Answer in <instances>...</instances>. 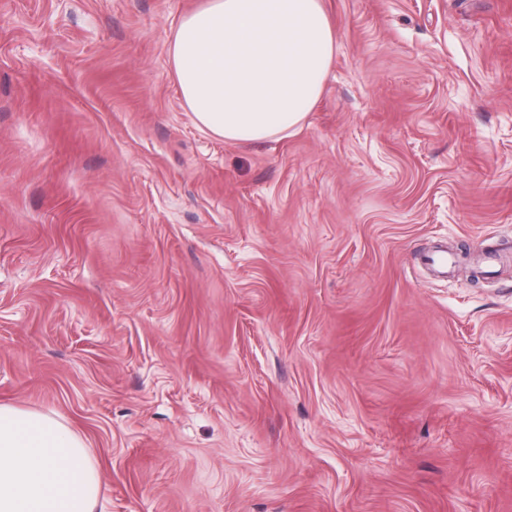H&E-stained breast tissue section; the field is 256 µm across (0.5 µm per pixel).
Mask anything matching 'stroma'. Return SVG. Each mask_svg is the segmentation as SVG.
I'll return each mask as SVG.
<instances>
[{"instance_id":"1","label":"stroma","mask_w":512,"mask_h":512,"mask_svg":"<svg viewBox=\"0 0 512 512\" xmlns=\"http://www.w3.org/2000/svg\"><path fill=\"white\" fill-rule=\"evenodd\" d=\"M324 2L319 100L245 143L169 55L205 0H0V404L104 512H512V0Z\"/></svg>"}]
</instances>
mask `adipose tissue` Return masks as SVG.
Listing matches in <instances>:
<instances>
[{
  "instance_id": "adipose-tissue-1",
  "label": "adipose tissue",
  "mask_w": 512,
  "mask_h": 512,
  "mask_svg": "<svg viewBox=\"0 0 512 512\" xmlns=\"http://www.w3.org/2000/svg\"><path fill=\"white\" fill-rule=\"evenodd\" d=\"M336 51L323 0H207L170 45L202 129L235 142L298 126ZM92 451L52 414L0 405V512H100Z\"/></svg>"
}]
</instances>
